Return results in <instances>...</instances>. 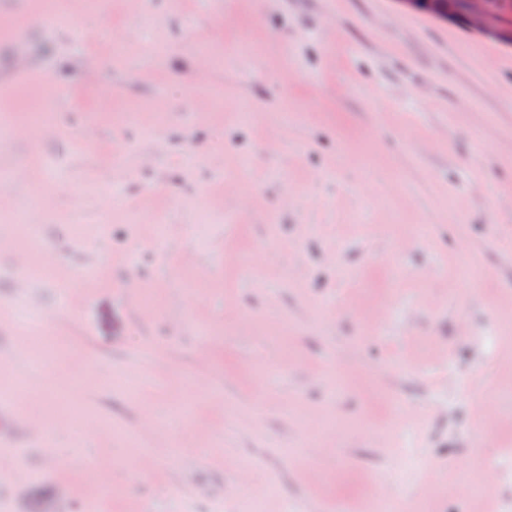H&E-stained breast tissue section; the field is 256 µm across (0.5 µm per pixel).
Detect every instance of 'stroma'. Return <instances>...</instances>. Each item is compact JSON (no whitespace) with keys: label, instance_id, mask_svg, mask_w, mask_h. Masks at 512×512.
<instances>
[{"label":"stroma","instance_id":"1","mask_svg":"<svg viewBox=\"0 0 512 512\" xmlns=\"http://www.w3.org/2000/svg\"><path fill=\"white\" fill-rule=\"evenodd\" d=\"M54 3L0 0V115L56 131L0 144V223L42 200L40 242L0 236V397L91 429L47 444L0 407L34 474L0 468V512H512V409L488 434L479 408L512 389V0L483 25L471 0H150V30L130 0L49 27Z\"/></svg>","mask_w":512,"mask_h":512}]
</instances>
